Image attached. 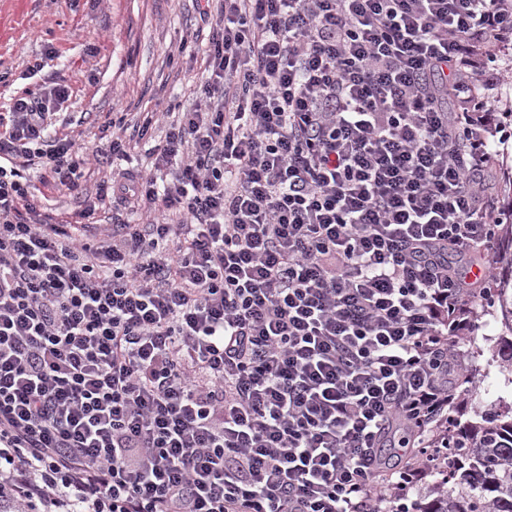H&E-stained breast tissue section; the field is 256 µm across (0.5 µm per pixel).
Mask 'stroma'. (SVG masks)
Here are the masks:
<instances>
[{"mask_svg": "<svg viewBox=\"0 0 512 512\" xmlns=\"http://www.w3.org/2000/svg\"><path fill=\"white\" fill-rule=\"evenodd\" d=\"M197 0H0V113L24 91L67 86L69 99L54 119L55 129L73 137L89 161L84 177L100 182L112 174L145 170L148 150L165 135L153 128L147 137L134 130L143 112H185L194 104L193 88L204 81V57L214 25L201 19ZM47 58L37 75L29 67ZM123 119L130 142L127 154L111 156L108 124ZM54 222H79L94 238L99 228L139 223L138 213L97 203L93 218L83 196L46 182ZM474 329L458 350L471 384L460 388L450 415L458 423L476 421L478 412L512 410V385L488 359L503 328L493 300L472 304Z\"/></svg>", "mask_w": 512, "mask_h": 512, "instance_id": "obj_1", "label": "stroma"}]
</instances>
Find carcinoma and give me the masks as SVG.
<instances>
[{
  "mask_svg": "<svg viewBox=\"0 0 512 512\" xmlns=\"http://www.w3.org/2000/svg\"><path fill=\"white\" fill-rule=\"evenodd\" d=\"M494 295L512 333V278L496 282ZM448 448V490L421 512H512V415L448 430Z\"/></svg>",
  "mask_w": 512,
  "mask_h": 512,
  "instance_id": "carcinoma-1",
  "label": "carcinoma"
}]
</instances>
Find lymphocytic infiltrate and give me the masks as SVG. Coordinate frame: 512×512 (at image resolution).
<instances>
[{
    "instance_id": "1",
    "label": "lymphocytic infiltrate",
    "mask_w": 512,
    "mask_h": 512,
    "mask_svg": "<svg viewBox=\"0 0 512 512\" xmlns=\"http://www.w3.org/2000/svg\"><path fill=\"white\" fill-rule=\"evenodd\" d=\"M202 13L194 108L96 191L149 223H50L23 169L79 188L67 87L0 115V483L47 512H418L512 217L484 178L512 0Z\"/></svg>"
}]
</instances>
